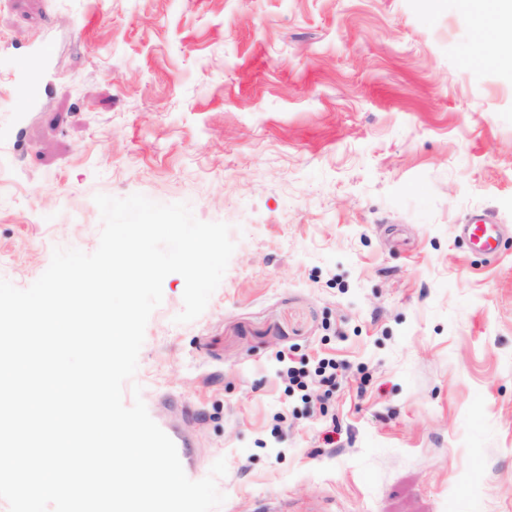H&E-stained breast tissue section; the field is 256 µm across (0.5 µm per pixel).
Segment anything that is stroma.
Wrapping results in <instances>:
<instances>
[{"label":"stroma","mask_w":512,"mask_h":512,"mask_svg":"<svg viewBox=\"0 0 512 512\" xmlns=\"http://www.w3.org/2000/svg\"><path fill=\"white\" fill-rule=\"evenodd\" d=\"M501 9L0 0V278L94 252L98 193L231 227L196 320L165 277L123 387L195 412L218 512H512V58L481 51ZM484 213L492 256L457 232ZM322 358L333 397L289 391Z\"/></svg>","instance_id":"1"}]
</instances>
